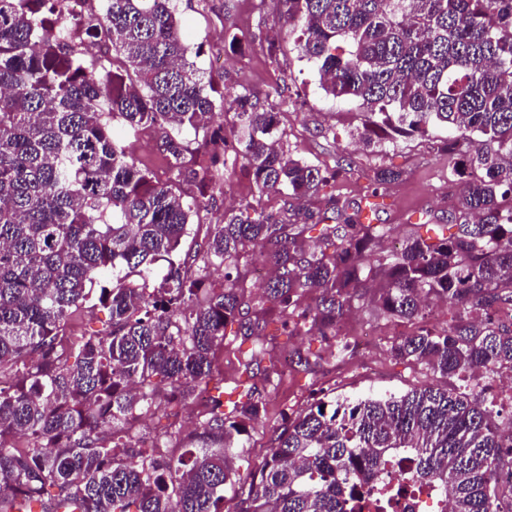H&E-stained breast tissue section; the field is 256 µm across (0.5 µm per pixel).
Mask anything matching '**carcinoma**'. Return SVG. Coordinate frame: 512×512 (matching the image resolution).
Segmentation results:
<instances>
[{
	"label": "carcinoma",
	"mask_w": 512,
	"mask_h": 512,
	"mask_svg": "<svg viewBox=\"0 0 512 512\" xmlns=\"http://www.w3.org/2000/svg\"><path fill=\"white\" fill-rule=\"evenodd\" d=\"M64 2L0 0V512H223L240 481L239 512H357L397 494L387 477L405 462L450 512H501L512 445L469 381L512 371V323L497 318L512 311V0H282L321 89L364 109L353 136L365 147L453 132L464 221L385 254V225L325 191L336 173L272 140L276 115L251 94L221 97L234 140L213 128L214 89L176 0H88L78 19ZM120 127L161 130L166 180L138 167ZM239 167L260 191L310 203L303 222L249 205L201 222ZM185 182L197 195L183 196ZM246 254L275 267L254 296ZM213 267L223 282L209 281ZM102 273L112 280L96 290ZM376 279L380 314L416 325L387 354L465 386L320 398L284 417L241 477L240 437L265 410L251 365L272 348L266 327L316 330L342 352L345 319ZM311 289L319 296L300 307ZM95 290L105 327L67 331ZM433 299L464 318L429 328ZM233 325L253 338L237 399L210 396L188 440L160 436L177 456L126 443L143 415L176 417L209 389Z\"/></svg>",
	"instance_id": "cac0c4a2"
}]
</instances>
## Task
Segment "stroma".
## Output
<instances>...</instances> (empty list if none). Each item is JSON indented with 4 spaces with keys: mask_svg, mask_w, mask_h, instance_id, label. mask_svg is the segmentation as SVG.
<instances>
[{
    "mask_svg": "<svg viewBox=\"0 0 512 512\" xmlns=\"http://www.w3.org/2000/svg\"><path fill=\"white\" fill-rule=\"evenodd\" d=\"M281 11L280 0H177L178 18L189 50L214 88L228 96L250 93L263 108L276 113L274 135L293 155L331 169L348 162V169L338 171L333 191L347 199L375 194L379 221L388 228V245L425 234L427 218L447 220L458 204L462 185L454 171L456 156L444 145L446 131L433 130L431 137L425 139L386 141L372 151L352 143L350 132L362 122L361 108L357 103L325 95L316 66L301 59L296 49L299 27L288 25ZM274 36L282 44L275 61L266 54V42ZM228 37L235 38L234 48L225 47ZM124 140L141 167L156 178H167L168 163L158 130L143 128L125 134ZM380 166L401 170V179L373 188V171ZM229 205L262 207L276 214L284 208L280 195L259 192L241 172L231 178L226 188L216 191L204 222L221 223ZM347 327L370 331L369 341L350 339L345 353L324 356L315 370L307 371L291 364L290 359L297 350L318 352L320 337L285 336L278 334L276 325H269L267 332L275 336L277 349L272 358L261 361V371L255 377L265 400V412L241 438L243 447L235 461L240 472L262 463L284 415L299 409L319 389L332 388L337 395L353 398L443 385V378L423 366L392 360L386 353L387 341L411 334L413 324L377 317L366 298L356 303ZM251 345V338L230 336L217 350L214 375L224 389L235 386L241 375L240 361ZM284 361L289 364L284 375L265 377V368Z\"/></svg>",
    "mask_w": 512,
    "mask_h": 512,
    "instance_id": "1",
    "label": "stroma"
}]
</instances>
